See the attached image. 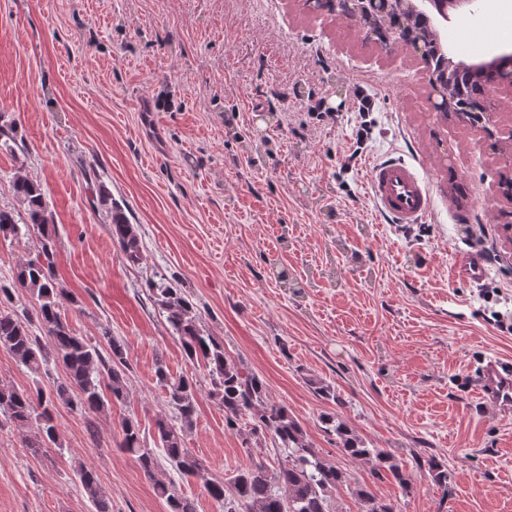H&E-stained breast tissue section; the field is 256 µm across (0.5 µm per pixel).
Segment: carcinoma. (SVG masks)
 Returning a JSON list of instances; mask_svg holds the SVG:
<instances>
[{"label":"carcinoma","mask_w":512,"mask_h":512,"mask_svg":"<svg viewBox=\"0 0 512 512\" xmlns=\"http://www.w3.org/2000/svg\"><path fill=\"white\" fill-rule=\"evenodd\" d=\"M488 85L486 80L461 77L455 87L456 108L461 112L481 111ZM10 189L23 204L26 219L20 224L13 211L0 209V238L14 239L33 233L40 236V249L17 268L15 283L36 296L41 335L32 332L29 320L0 304V348L34 375L48 372L52 360L61 363L65 373L47 392L40 388L34 393L0 388V414L20 431L36 427V438L27 447L38 452L60 447L53 419L55 402L63 401L71 411L83 415L100 412L112 401L125 400L127 358L123 341L108 329L102 331L101 341L95 343L74 333L61 312L54 282L56 234L50 228L52 218L42 188L18 173ZM107 218L122 259L134 267L142 264L144 254L137 226L131 223L124 208L111 203ZM148 287L154 302L166 313L172 334L186 357L207 369L209 393L223 407L226 424L236 427L242 423L248 427L246 451L268 436L286 453L275 467L254 460L226 483L208 482L209 496L224 505V512H344L335 493L350 484L348 474L320 456L292 413L269 399L266 383L257 373L230 358L223 343L201 328L199 311L183 289L164 275L149 281ZM155 376L171 409V416L156 422L164 460L182 477H196L204 470L203 462L185 448L184 436L193 427L196 415L197 380L184 374L174 376L161 364ZM321 422L327 434L336 436V447L344 455L370 464L377 474H389L405 493L413 491L390 453L369 447L335 413L323 415ZM121 429L120 448L134 456L145 476L154 481L155 493L165 500L168 512H195L193 502L183 496L174 482L155 479L158 458L153 449L142 446L138 421L126 418ZM424 465L436 483L448 486V469L443 464L429 457ZM76 476L94 512H112L111 498L95 472L82 466L76 469ZM351 495L360 512H396L392 503L378 498L365 483H355Z\"/></svg>","instance_id":"carcinoma-1"}]
</instances>
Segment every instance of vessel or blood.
<instances>
[{"instance_id": "b4317fda", "label": "vessel or blood", "mask_w": 512, "mask_h": 512, "mask_svg": "<svg viewBox=\"0 0 512 512\" xmlns=\"http://www.w3.org/2000/svg\"><path fill=\"white\" fill-rule=\"evenodd\" d=\"M368 191L377 212L396 224H418L430 214L433 182L416 165L398 158L374 162ZM481 391L493 403L512 405V367L492 361L482 371Z\"/></svg>"}]
</instances>
